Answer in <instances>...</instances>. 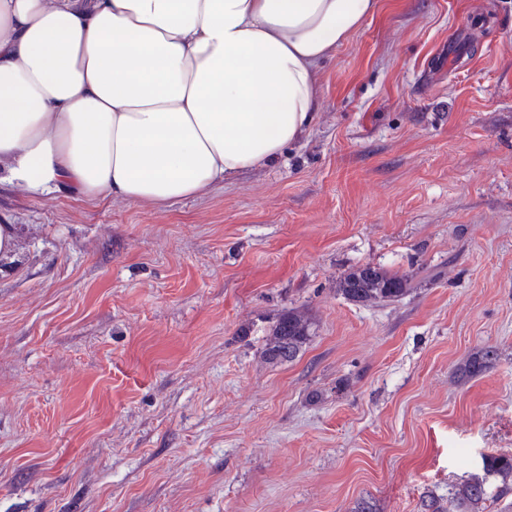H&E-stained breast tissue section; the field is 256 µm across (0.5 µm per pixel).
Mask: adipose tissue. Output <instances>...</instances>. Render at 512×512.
<instances>
[{
	"instance_id": "ef3b65f1",
	"label": "adipose tissue",
	"mask_w": 512,
	"mask_h": 512,
	"mask_svg": "<svg viewBox=\"0 0 512 512\" xmlns=\"http://www.w3.org/2000/svg\"><path fill=\"white\" fill-rule=\"evenodd\" d=\"M377 0H0V182L166 207L276 160Z\"/></svg>"
}]
</instances>
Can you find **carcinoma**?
<instances>
[{"label":"carcinoma","mask_w":512,"mask_h":512,"mask_svg":"<svg viewBox=\"0 0 512 512\" xmlns=\"http://www.w3.org/2000/svg\"><path fill=\"white\" fill-rule=\"evenodd\" d=\"M411 291L407 275L371 264L343 273L336 292L360 305L398 301ZM310 318L296 308L282 312L269 328L262 356L272 365L295 361L306 350L311 336ZM498 358L494 346L477 350L459 368L464 377H474ZM512 492V455L484 454L479 467L455 484L450 493L452 510L433 496L421 499V512H489L491 503Z\"/></svg>","instance_id":"cac0c4a2"}]
</instances>
